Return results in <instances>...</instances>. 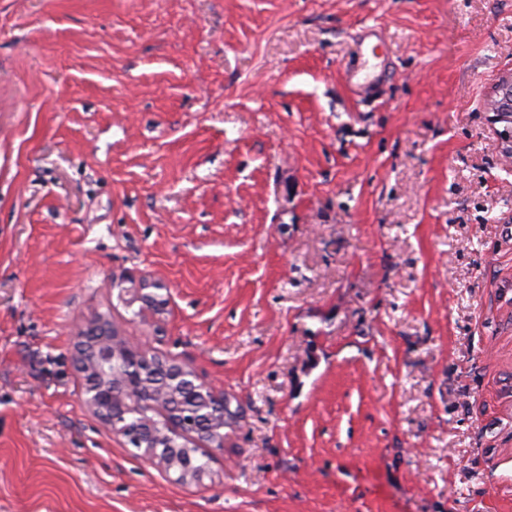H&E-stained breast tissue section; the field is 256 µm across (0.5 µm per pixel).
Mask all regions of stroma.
Listing matches in <instances>:
<instances>
[{"mask_svg": "<svg viewBox=\"0 0 512 512\" xmlns=\"http://www.w3.org/2000/svg\"><path fill=\"white\" fill-rule=\"evenodd\" d=\"M509 73L512 0H0V512H512ZM106 311L237 409L203 482L84 404ZM380 40L376 44H367L357 61L349 64L345 69L346 78L349 84L358 90H364L374 85L381 74H376L375 65H370V57L379 58L376 50Z\"/></svg>", "mask_w": 512, "mask_h": 512, "instance_id": "1", "label": "stroma"}]
</instances>
